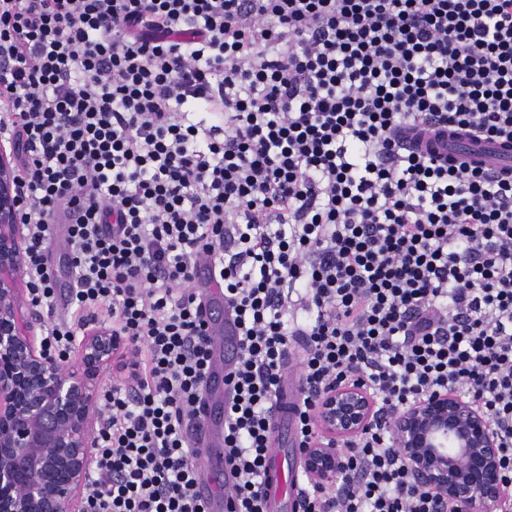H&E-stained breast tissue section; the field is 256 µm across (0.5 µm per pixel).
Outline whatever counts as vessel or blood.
I'll return each mask as SVG.
<instances>
[{"label": "vessel or blood", "instance_id": "obj_1", "mask_svg": "<svg viewBox=\"0 0 512 512\" xmlns=\"http://www.w3.org/2000/svg\"><path fill=\"white\" fill-rule=\"evenodd\" d=\"M447 133V141L441 142L436 138L434 131H425L417 143L418 149L451 159L464 158L503 177L512 175V142L500 140L484 143L473 140L465 132L452 127L448 128ZM197 271V283L204 290L205 308L209 309L223 302L224 291L213 280L209 264H200ZM208 327L212 335L208 386L213 399L219 401L228 395L224 377L237 362L239 338L231 315L209 319ZM202 418L206 434L201 454L208 475L198 482L196 490L206 512H225L233 497L234 479L224 454V420L220 414L210 409L203 411ZM272 490L287 494L290 512H302L301 489L297 475L278 478Z\"/></svg>", "mask_w": 512, "mask_h": 512}]
</instances>
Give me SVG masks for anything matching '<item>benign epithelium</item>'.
Instances as JSON below:
<instances>
[{"label":"benign epithelium","instance_id":"benign-epithelium-1","mask_svg":"<svg viewBox=\"0 0 512 512\" xmlns=\"http://www.w3.org/2000/svg\"><path fill=\"white\" fill-rule=\"evenodd\" d=\"M22 182L16 147L0 138V512H88L108 399L101 378L117 337L104 324L85 329L71 346L72 363L49 350L27 286ZM376 410L356 379L322 393L321 438L300 455L311 484L336 486L341 445L362 435ZM387 424L411 482L438 495L446 512H512L498 430L474 400L436 391L395 408Z\"/></svg>","mask_w":512,"mask_h":512}]
</instances>
